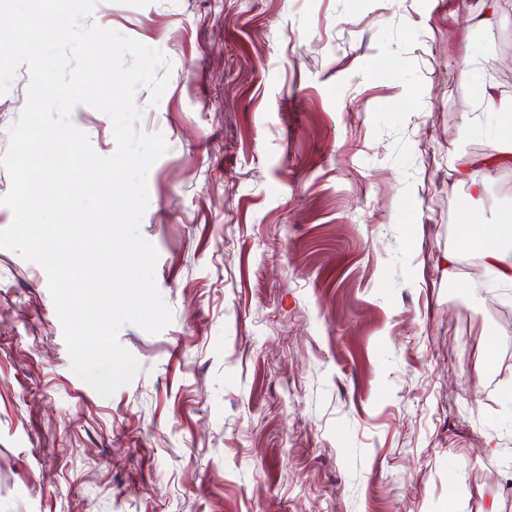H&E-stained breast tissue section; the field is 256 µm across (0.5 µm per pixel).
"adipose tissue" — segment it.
I'll list each match as a JSON object with an SVG mask.
<instances>
[{
	"label": "adipose tissue",
	"instance_id": "1",
	"mask_svg": "<svg viewBox=\"0 0 512 512\" xmlns=\"http://www.w3.org/2000/svg\"><path fill=\"white\" fill-rule=\"evenodd\" d=\"M456 233L464 249L478 255L497 279L512 282V258L507 255L512 247L511 224L477 225L467 213L460 218Z\"/></svg>",
	"mask_w": 512,
	"mask_h": 512
}]
</instances>
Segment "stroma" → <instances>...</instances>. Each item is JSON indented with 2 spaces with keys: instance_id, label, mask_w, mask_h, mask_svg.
<instances>
[{
  "instance_id": "stroma-1",
  "label": "stroma",
  "mask_w": 512,
  "mask_h": 512,
  "mask_svg": "<svg viewBox=\"0 0 512 512\" xmlns=\"http://www.w3.org/2000/svg\"><path fill=\"white\" fill-rule=\"evenodd\" d=\"M467 2L99 0L173 63L135 94L169 146L141 231L173 317L121 328L139 371L102 397L0 248V512H512V284L454 234L512 220L477 108L512 100V0ZM71 119L114 152L106 115Z\"/></svg>"
}]
</instances>
